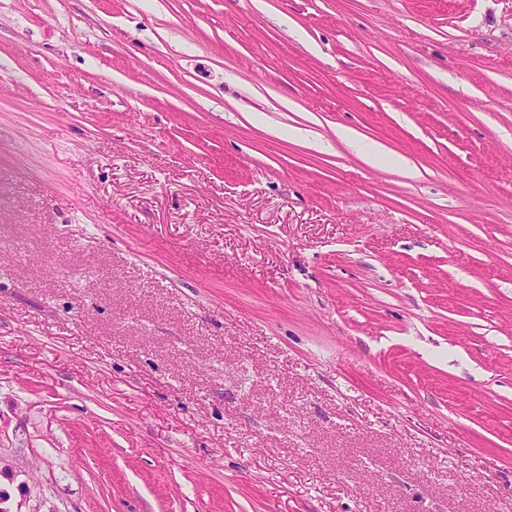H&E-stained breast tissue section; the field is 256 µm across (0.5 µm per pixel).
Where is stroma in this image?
<instances>
[{
	"label": "stroma",
	"instance_id": "35a3bbf8",
	"mask_svg": "<svg viewBox=\"0 0 512 512\" xmlns=\"http://www.w3.org/2000/svg\"><path fill=\"white\" fill-rule=\"evenodd\" d=\"M0 490L512 512V0H0ZM338 136L347 145L357 148L366 160L373 161L382 153V146L375 142L363 143L351 129H341Z\"/></svg>",
	"mask_w": 512,
	"mask_h": 512
}]
</instances>
